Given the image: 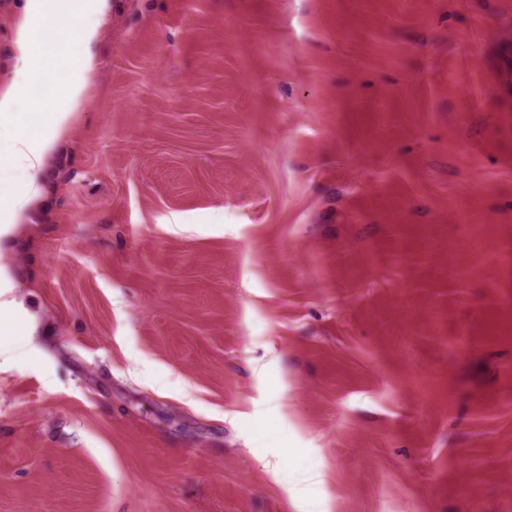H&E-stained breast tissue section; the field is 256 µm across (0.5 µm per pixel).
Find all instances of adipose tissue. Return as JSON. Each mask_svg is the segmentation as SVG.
Instances as JSON below:
<instances>
[{
    "mask_svg": "<svg viewBox=\"0 0 512 512\" xmlns=\"http://www.w3.org/2000/svg\"><path fill=\"white\" fill-rule=\"evenodd\" d=\"M67 9L80 20L82 51L63 74H56L54 52L43 45L41 38L43 24L51 11L50 0H26L24 16L17 28L16 85L0 93V141L10 144L7 163L20 171L22 185L13 190L0 184V236L11 232L26 209L40 197L43 162L74 113L80 111L87 77L97 64L91 45L98 33L96 21L108 11V0H67ZM87 12L94 15V22L82 23L81 18ZM39 77L55 78L63 105L43 113L40 121L34 123L20 112L19 101L21 94Z\"/></svg>",
    "mask_w": 512,
    "mask_h": 512,
    "instance_id": "obj_1",
    "label": "adipose tissue"
}]
</instances>
